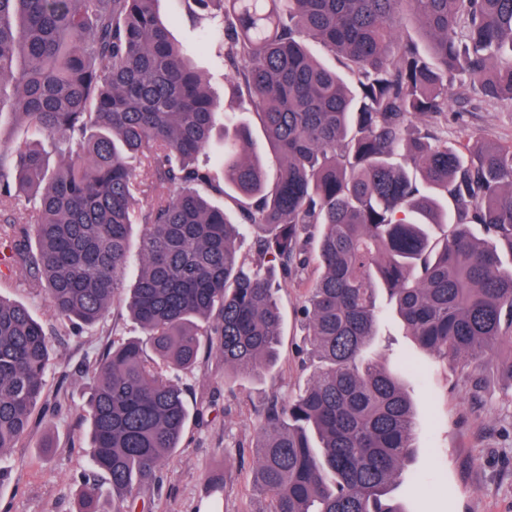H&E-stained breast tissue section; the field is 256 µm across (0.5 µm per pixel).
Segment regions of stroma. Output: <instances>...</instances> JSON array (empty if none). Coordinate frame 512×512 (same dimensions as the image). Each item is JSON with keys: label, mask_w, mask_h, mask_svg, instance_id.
I'll list each match as a JSON object with an SVG mask.
<instances>
[{"label": "stroma", "mask_w": 512, "mask_h": 512, "mask_svg": "<svg viewBox=\"0 0 512 512\" xmlns=\"http://www.w3.org/2000/svg\"><path fill=\"white\" fill-rule=\"evenodd\" d=\"M156 8L170 36L203 74L212 95L224 97L217 47L202 46L201 27L181 0H158ZM436 125L449 138L485 137L512 142V103L477 112H459L450 103ZM18 272L0 274V297L21 303L50 332L51 365L45 394L59 402L57 413L34 417L28 436L6 453L12 467L0 482V512H76L82 477L88 469L89 435L85 402L95 377V360L112 339L141 338L124 305L112 307L96 327L73 335L67 320L43 297L21 285ZM308 274L281 282L282 316L274 367L260 375L231 378L218 353H202L198 365L174 376L186 392L190 411L184 441L159 472L148 494L149 512H266L267 501L252 492L253 446L271 398L287 401L304 386L301 305ZM377 351L399 374L415 405V453L402 483L392 489L405 512H512V382L486 366L484 385L472 395L457 364L437 361L406 336L399 317L384 309ZM224 476L222 490L210 492L205 479Z\"/></svg>", "instance_id": "stroma-1"}]
</instances>
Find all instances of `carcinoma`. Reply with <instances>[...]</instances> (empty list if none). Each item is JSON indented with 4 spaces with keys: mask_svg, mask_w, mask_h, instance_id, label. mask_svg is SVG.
Wrapping results in <instances>:
<instances>
[{
    "mask_svg": "<svg viewBox=\"0 0 512 512\" xmlns=\"http://www.w3.org/2000/svg\"><path fill=\"white\" fill-rule=\"evenodd\" d=\"M223 48L229 97L258 114L276 171L169 37L156 0H0L1 84L26 136L0 146V264L75 327L101 321L143 233L125 305L148 336L114 340L87 398L79 512L146 508L143 487L189 419L172 374L203 346L234 375L274 366L275 271L316 263L303 314L318 360L270 402L253 451L267 512H402L388 497L414 452L400 380L368 355L386 292L409 335L461 362L471 389L512 344V144L448 143L453 97L512 101V0H181ZM410 17L419 40L402 35ZM316 42L341 65L317 61ZM223 118V181L198 156ZM64 146L50 166L36 138ZM232 191L237 220L209 202ZM26 202L29 222L10 211ZM484 228L479 239L472 225ZM252 233L267 264L237 238ZM44 324L0 297V456L46 409Z\"/></svg>",
    "mask_w": 512,
    "mask_h": 512,
    "instance_id": "cac0c4a2",
    "label": "carcinoma"
}]
</instances>
